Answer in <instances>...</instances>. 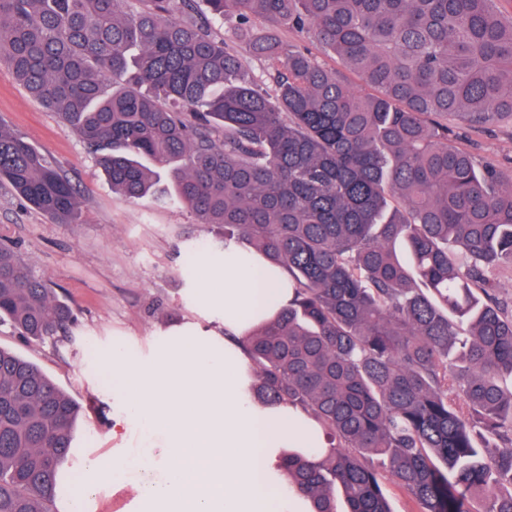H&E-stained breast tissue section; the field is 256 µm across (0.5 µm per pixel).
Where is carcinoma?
<instances>
[{
  "label": "carcinoma",
  "mask_w": 512,
  "mask_h": 512,
  "mask_svg": "<svg viewBox=\"0 0 512 512\" xmlns=\"http://www.w3.org/2000/svg\"><path fill=\"white\" fill-rule=\"evenodd\" d=\"M256 58V83L217 36ZM308 33L366 95L278 32ZM0 74L22 83L138 199L166 200L288 274L247 334L250 391L302 409L326 448L278 468L312 512H512V170L480 166L448 118L512 120V21L495 0H0ZM79 223L61 170L0 123V183ZM73 311L0 245V325L68 336ZM81 406L0 347V512H59ZM494 452H488V449ZM385 486L395 512H418L419 505L409 500L389 474H386Z\"/></svg>",
  "instance_id": "carcinoma-1"
}]
</instances>
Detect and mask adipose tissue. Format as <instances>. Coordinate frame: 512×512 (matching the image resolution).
Masks as SVG:
<instances>
[{"instance_id":"ef3b65f1","label":"adipose tissue","mask_w":512,"mask_h":512,"mask_svg":"<svg viewBox=\"0 0 512 512\" xmlns=\"http://www.w3.org/2000/svg\"><path fill=\"white\" fill-rule=\"evenodd\" d=\"M201 265L198 297L236 336L291 298L282 268L237 245L225 247L222 262ZM109 363L126 423L153 436L150 461L164 469L135 486L148 512H307L275 463L288 450L323 447V435L299 409L251 400L242 346L189 326L158 338L149 357L113 344ZM132 467L124 458L86 460L74 501L85 505L101 479Z\"/></svg>"}]
</instances>
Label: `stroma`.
<instances>
[{
  "label": "stroma",
  "mask_w": 512,
  "mask_h": 512,
  "mask_svg": "<svg viewBox=\"0 0 512 512\" xmlns=\"http://www.w3.org/2000/svg\"><path fill=\"white\" fill-rule=\"evenodd\" d=\"M0 121L51 157L79 196L81 221L57 224L0 185V240L15 243L31 272L76 314L71 334L57 344L25 341L0 326V346L36 363L83 408L77 457H133L149 437L130 425L114 430L124 412L112 396L103 359L114 343L150 351L154 336L186 324L224 333L223 322L201 315L199 259L212 255L219 233L187 208L155 196L126 201L75 130L33 98L20 82L0 76ZM457 144L480 163L512 169V123L484 129L460 126ZM86 512H145L133 483L102 485Z\"/></svg>",
  "instance_id": "obj_1"
}]
</instances>
